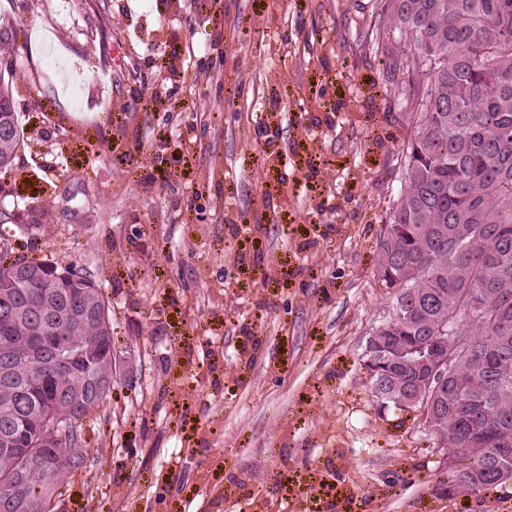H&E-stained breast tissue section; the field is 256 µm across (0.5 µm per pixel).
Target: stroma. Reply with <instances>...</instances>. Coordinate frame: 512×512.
I'll use <instances>...</instances> for the list:
<instances>
[{
    "label": "stroma",
    "mask_w": 512,
    "mask_h": 512,
    "mask_svg": "<svg viewBox=\"0 0 512 512\" xmlns=\"http://www.w3.org/2000/svg\"><path fill=\"white\" fill-rule=\"evenodd\" d=\"M376 0H0L23 142L10 258L77 262L120 379L50 512H512L447 495L418 413L362 363L376 240L415 126Z\"/></svg>",
    "instance_id": "obj_1"
}]
</instances>
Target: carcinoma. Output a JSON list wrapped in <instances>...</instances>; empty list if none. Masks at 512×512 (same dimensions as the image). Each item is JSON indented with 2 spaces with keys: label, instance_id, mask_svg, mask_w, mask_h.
Returning a JSON list of instances; mask_svg holds the SVG:
<instances>
[{
  "label": "carcinoma",
  "instance_id": "carcinoma-1",
  "mask_svg": "<svg viewBox=\"0 0 512 512\" xmlns=\"http://www.w3.org/2000/svg\"><path fill=\"white\" fill-rule=\"evenodd\" d=\"M364 40L385 54L384 80L416 134L400 157V196L377 241L376 272L394 290L401 315L381 325L371 366L380 406L397 402L442 433L451 472L481 468L479 479L448 482L479 494L502 487L466 444L512 455V0H378ZM18 128L12 83L0 74V125ZM20 134L0 139L11 167ZM0 245V301L39 305L48 335H66L86 361L65 366L35 344L22 322L0 330L15 354L13 380L0 383V438L26 428L18 452L0 456V512H49L57 486L90 463L78 420L104 399L94 385L112 363L109 301L91 273L70 262L68 277L36 261L42 284L22 279ZM451 337L446 387L424 384L425 342Z\"/></svg>",
  "mask_w": 512,
  "mask_h": 512
}]
</instances>
